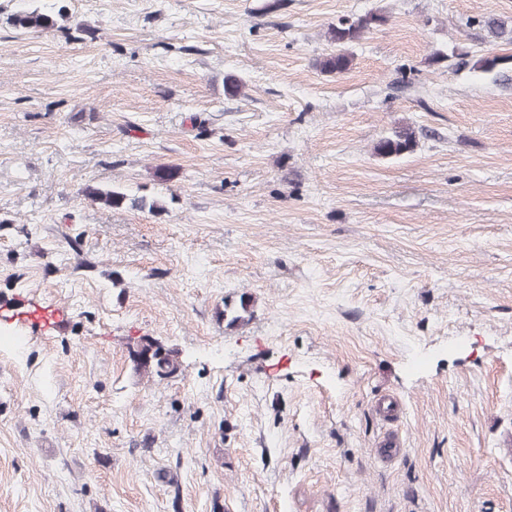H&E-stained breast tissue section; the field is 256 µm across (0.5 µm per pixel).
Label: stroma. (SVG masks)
Segmentation results:
<instances>
[{"mask_svg":"<svg viewBox=\"0 0 512 512\" xmlns=\"http://www.w3.org/2000/svg\"><path fill=\"white\" fill-rule=\"evenodd\" d=\"M34 2L67 17L16 25ZM376 10L324 73L330 24ZM490 13L512 0H0V512H512ZM404 124L415 150L376 155ZM149 341L175 374L136 371ZM85 194L92 201L101 204L107 208H123L127 206L135 208H146L152 211H162L164 207L159 205L157 200L148 201L145 197L130 198L125 193L114 190L103 191L88 185L84 189Z\"/></svg>","mask_w":512,"mask_h":512,"instance_id":"35a3bbf8","label":"stroma"}]
</instances>
